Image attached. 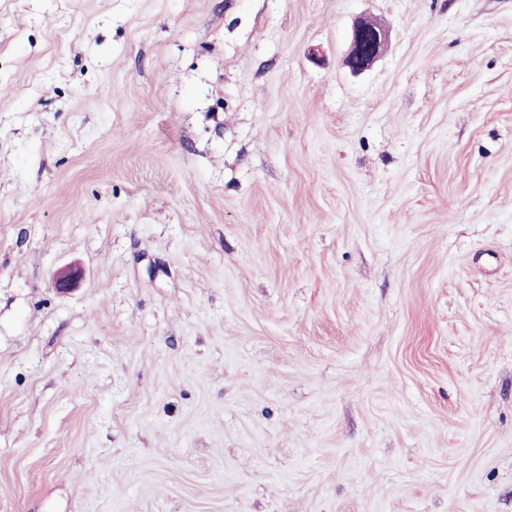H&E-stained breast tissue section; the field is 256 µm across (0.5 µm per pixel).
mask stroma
Returning <instances> with one entry per match:
<instances>
[{
  "mask_svg": "<svg viewBox=\"0 0 512 512\" xmlns=\"http://www.w3.org/2000/svg\"><path fill=\"white\" fill-rule=\"evenodd\" d=\"M0 512H512V0H0ZM387 37L382 25L371 20L361 21L354 27L345 65L354 74L368 69L379 57Z\"/></svg>",
  "mask_w": 512,
  "mask_h": 512,
  "instance_id": "1",
  "label": "stroma"
}]
</instances>
